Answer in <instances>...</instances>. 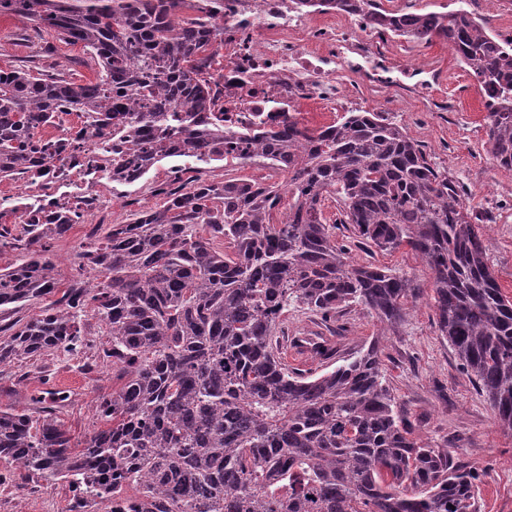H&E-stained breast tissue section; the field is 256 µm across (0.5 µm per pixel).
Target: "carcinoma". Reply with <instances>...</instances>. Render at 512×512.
I'll return each mask as SVG.
<instances>
[{
    "label": "carcinoma",
    "mask_w": 512,
    "mask_h": 512,
    "mask_svg": "<svg viewBox=\"0 0 512 512\" xmlns=\"http://www.w3.org/2000/svg\"><path fill=\"white\" fill-rule=\"evenodd\" d=\"M364 12L404 37L448 45L494 101L485 117L497 165L512 169V45L463 7L392 13L379 0H321ZM42 35L81 43L96 80L0 70V179L67 147L40 135L76 115L74 141L93 138L112 177L133 184L158 163L259 159L275 185L189 179L165 206L110 224L60 282L44 257L70 215L0 210V365L49 353L79 357L82 321L121 386L99 395L100 425L75 441L44 406L0 411V459L27 478L71 487L69 512H476L480 474L447 449L409 437L385 385L377 345L320 374L288 369L276 336L289 308L321 315L361 304L389 327L421 288L404 273L356 265L336 240L349 224L383 251L409 248L433 273L436 324L512 432V300L487 260L463 186L379 112H348L327 133L224 129L209 77L224 44V0H0ZM194 15H184V10ZM328 198L339 218L323 217ZM284 219L273 222V213ZM19 216L20 233L7 226ZM93 278L83 277V273Z\"/></svg>",
    "instance_id": "obj_1"
}]
</instances>
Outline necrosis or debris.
<instances>
[{
	"instance_id": "1",
	"label": "necrosis or debris",
	"mask_w": 512,
	"mask_h": 512,
	"mask_svg": "<svg viewBox=\"0 0 512 512\" xmlns=\"http://www.w3.org/2000/svg\"><path fill=\"white\" fill-rule=\"evenodd\" d=\"M309 35L319 50L304 49ZM344 73L358 86L396 87L429 103L441 84L432 64L380 51L358 28L341 30L331 19L306 32L296 0H224V67L213 79L223 94L225 129L242 131L255 124L272 129L291 118L316 132L333 127L340 113L307 115L299 107L314 97L339 101ZM82 156V184L74 183L73 161L62 152L36 169L38 188L27 191L20 205L61 208L78 188L95 187L102 173L91 165L97 157L93 142H86Z\"/></svg>"
}]
</instances>
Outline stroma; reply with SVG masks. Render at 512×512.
Returning <instances> with one entry per match:
<instances>
[{
	"instance_id": "stroma-1",
	"label": "stroma",
	"mask_w": 512,
	"mask_h": 512,
	"mask_svg": "<svg viewBox=\"0 0 512 512\" xmlns=\"http://www.w3.org/2000/svg\"><path fill=\"white\" fill-rule=\"evenodd\" d=\"M377 41L383 50L438 67L445 79L439 95L450 106L439 111L431 103L407 98L401 89L364 88L345 76L343 111L387 112L440 170L464 186L468 207L492 213V223L477 225L476 231L503 294L512 298V170L487 161L477 80L441 41L425 44L391 37ZM12 67L59 73L78 83L94 79L99 70L83 44L41 40L21 15L1 11L0 68ZM172 167V162H162L139 182L117 189L101 181L95 188L97 210L49 244L48 257L59 278L67 281L77 275L75 256L91 229L125 224L135 213L161 208L167 192L180 184ZM336 239L354 263L407 274L420 286V296L408 300L404 321L391 329L358 304L326 322L294 309L286 317V336L320 334L340 358L378 343L386 384L412 436L430 447L450 450L458 462L482 472L478 512H512V433L499 426L488 401L440 335L430 269L406 248L384 252L346 229L337 230ZM85 332L91 346L80 358L50 354L0 367V411L32 413L37 402H44L55 408L78 440L97 426L95 400L111 392L112 368L96 355L98 320L86 318ZM70 497L61 481L40 479L21 486L9 480L0 484V512H68Z\"/></svg>"
}]
</instances>
